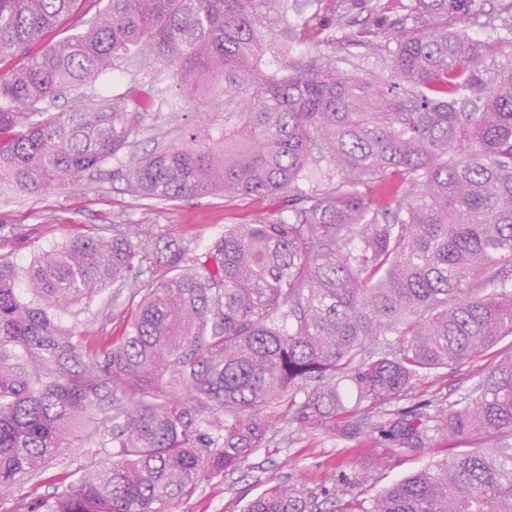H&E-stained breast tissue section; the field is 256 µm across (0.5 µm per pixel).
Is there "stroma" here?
<instances>
[{"label": "stroma", "instance_id": "1", "mask_svg": "<svg viewBox=\"0 0 512 512\" xmlns=\"http://www.w3.org/2000/svg\"><path fill=\"white\" fill-rule=\"evenodd\" d=\"M427 23L426 17L414 11L411 0H402L383 13L355 10L347 20L334 25L332 35L337 52L348 56L360 75L386 81L391 69L385 52L356 44L354 33L365 27L404 33ZM113 168V163H106L100 174L45 193L0 195V254L17 265H26L34 250L79 232L84 224H124L131 228L146 224L156 237L184 238L201 250L223 234L225 225L245 224L256 214L282 207L272 198L227 199L220 195L187 197L168 205L153 203L128 195ZM497 360V352L491 350L472 362L438 370L418 383L417 392L426 399L456 398L472 388ZM284 411V405L276 403L262 413L265 439L243 470L210 476L193 496L176 505L175 512H244L249 502L286 480L318 493L322 512H338L329 490L335 479L352 475L357 458L368 454L376 460L372 479L360 488L370 497L428 463L460 451L459 446L444 442L417 451H395L375 444L371 436L349 439L328 433L311 422L286 417ZM111 460V455L86 445L65 449L32 481L1 499L0 512H13L21 498H50L66 477L89 462L102 465Z\"/></svg>", "mask_w": 512, "mask_h": 512}]
</instances>
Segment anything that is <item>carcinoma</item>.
Wrapping results in <instances>:
<instances>
[{
  "label": "carcinoma",
  "instance_id": "obj_1",
  "mask_svg": "<svg viewBox=\"0 0 512 512\" xmlns=\"http://www.w3.org/2000/svg\"><path fill=\"white\" fill-rule=\"evenodd\" d=\"M322 2L0 0V56L18 60L0 75L1 187L76 184L148 117L177 121L205 93L224 112L124 162L127 191L288 202V217L231 225L201 253L114 224L25 266L0 256V492L85 442L118 457L29 512H166L241 469L265 434L258 416L284 401L295 417L346 438L370 429L394 450L495 441L369 499L356 493L374 468L363 456L334 487L349 497L340 512H512V345L458 399L372 423L421 378L512 336V0H500L506 34L482 41L453 26L480 17L481 0H415L428 27L362 31L395 44L390 82L319 43L263 71L265 31L301 40L322 25ZM69 21L79 30L55 40ZM116 68L123 92L87 96ZM171 69L178 101L142 77ZM67 95L75 106L52 112ZM111 285L130 309L121 334L92 349L63 315L90 312ZM316 507L315 493L282 484L246 512Z\"/></svg>",
  "mask_w": 512,
  "mask_h": 512
}]
</instances>
